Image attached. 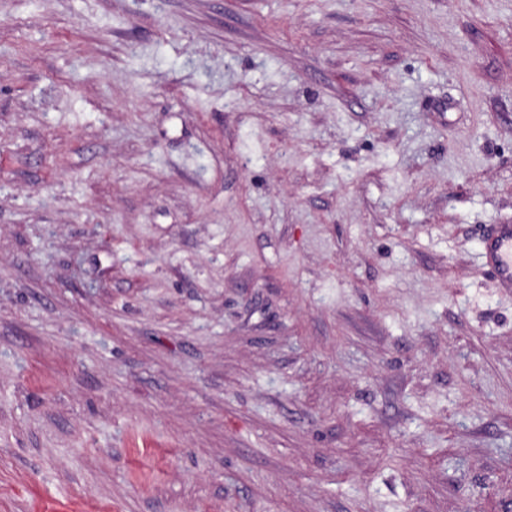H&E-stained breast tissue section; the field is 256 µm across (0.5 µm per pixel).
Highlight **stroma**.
Returning <instances> with one entry per match:
<instances>
[{"instance_id": "obj_1", "label": "stroma", "mask_w": 512, "mask_h": 512, "mask_svg": "<svg viewBox=\"0 0 512 512\" xmlns=\"http://www.w3.org/2000/svg\"><path fill=\"white\" fill-rule=\"evenodd\" d=\"M512 0H0V512H512ZM481 259L499 288L512 290V224H497L482 238Z\"/></svg>"}]
</instances>
